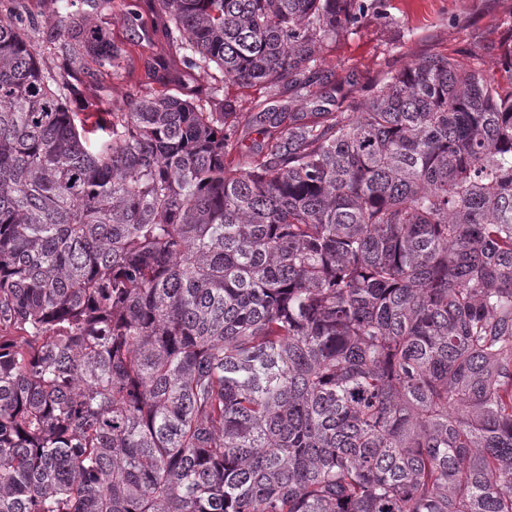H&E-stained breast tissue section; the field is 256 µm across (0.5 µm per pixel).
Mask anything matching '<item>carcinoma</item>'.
Instances as JSON below:
<instances>
[{"mask_svg":"<svg viewBox=\"0 0 512 512\" xmlns=\"http://www.w3.org/2000/svg\"><path fill=\"white\" fill-rule=\"evenodd\" d=\"M50 2L0 15V512H512V58L81 119L130 51L112 0ZM148 2V71L268 101L381 0ZM224 95L228 99L234 102L236 112H258L263 108H255L257 92L254 90L240 89L237 86L231 85L230 83L224 84Z\"/></svg>","mask_w":512,"mask_h":512,"instance_id":"1","label":"carcinoma"}]
</instances>
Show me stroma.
Instances as JSON below:
<instances>
[{
    "instance_id": "obj_1",
    "label": "stroma",
    "mask_w": 512,
    "mask_h": 512,
    "mask_svg": "<svg viewBox=\"0 0 512 512\" xmlns=\"http://www.w3.org/2000/svg\"><path fill=\"white\" fill-rule=\"evenodd\" d=\"M130 52L133 62L121 76L107 88L89 87L87 96L120 100L145 88V62L151 51L134 45ZM428 53L454 58L506 80L503 61L512 53V0H384L382 12L367 15L354 34L324 43L319 78L313 85L317 102L300 100L289 90L281 91L276 101L298 112H311L316 106L329 105L340 91L356 97L366 94L382 71L402 69L414 57ZM211 84L223 86L237 111H254L256 92L222 84L216 71L208 77L192 72L165 89L193 99L209 112L214 104L205 89Z\"/></svg>"
}]
</instances>
